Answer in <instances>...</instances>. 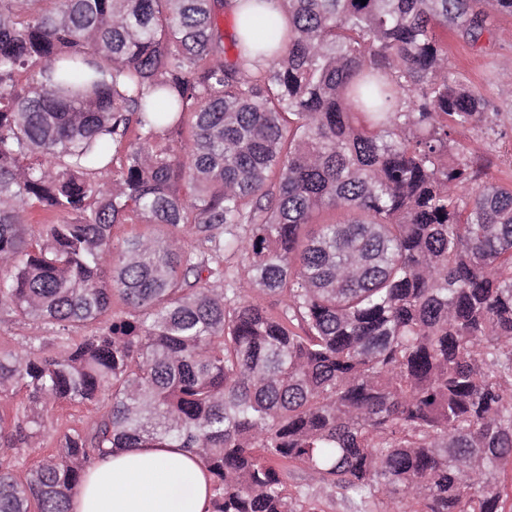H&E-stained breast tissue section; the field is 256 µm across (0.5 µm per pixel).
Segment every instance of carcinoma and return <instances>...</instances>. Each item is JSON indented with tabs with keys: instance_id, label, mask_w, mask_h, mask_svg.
<instances>
[{
	"instance_id": "obj_1",
	"label": "carcinoma",
	"mask_w": 512,
	"mask_h": 512,
	"mask_svg": "<svg viewBox=\"0 0 512 512\" xmlns=\"http://www.w3.org/2000/svg\"><path fill=\"white\" fill-rule=\"evenodd\" d=\"M280 3L256 39L249 0H0V316L57 329L0 347V512L162 445L208 512H501L512 182L457 135L512 73L491 107L446 38L512 0Z\"/></svg>"
}]
</instances>
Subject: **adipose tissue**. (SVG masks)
<instances>
[{"label": "adipose tissue", "instance_id": "obj_1", "mask_svg": "<svg viewBox=\"0 0 512 512\" xmlns=\"http://www.w3.org/2000/svg\"><path fill=\"white\" fill-rule=\"evenodd\" d=\"M211 482L198 456L181 448H128L86 471L72 512H205Z\"/></svg>", "mask_w": 512, "mask_h": 512}]
</instances>
